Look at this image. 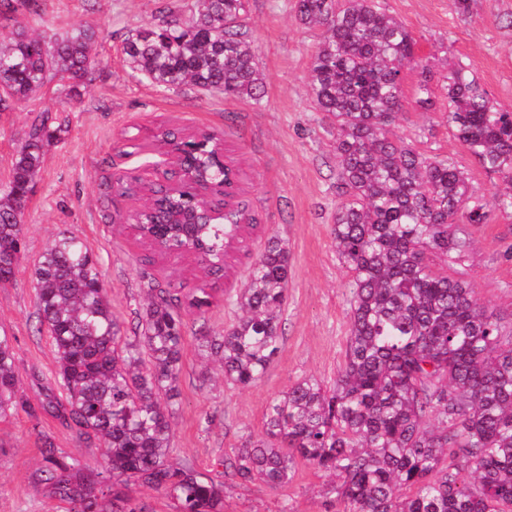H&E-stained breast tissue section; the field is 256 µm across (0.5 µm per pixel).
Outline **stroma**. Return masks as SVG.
<instances>
[{
  "label": "stroma",
  "mask_w": 512,
  "mask_h": 512,
  "mask_svg": "<svg viewBox=\"0 0 512 512\" xmlns=\"http://www.w3.org/2000/svg\"><path fill=\"white\" fill-rule=\"evenodd\" d=\"M405 25L429 59L436 78L450 67L471 70L490 98L512 111V0H473L460 12L456 0H379ZM158 0H41V12L0 14V42L18 27L32 35L59 38L86 27L94 32V68L88 81L50 78L40 93L0 112V191L30 125L47 117L50 137L23 216L24 247L13 280L0 287V336L16 351L17 400L24 406L0 421V512H69L38 476L41 448L52 442L81 466L102 469L99 440L79 439L75 430L45 412L30 414L44 394L64 398L55 382L51 340L36 315L34 266L63 231L83 238L112 306L133 331L154 288H173L182 297L208 285L214 304L205 322L185 314L179 405L171 419L173 464H190L224 484V512H330L338 479L305 461H296L287 484L225 480L224 458L263 433L272 399L303 378L326 383L345 362L353 273L338 256L332 227L345 198L336 170L331 123L316 111L308 84L312 54L324 28L302 24L294 0H248L250 29L264 86L261 103L205 93L185 85L154 87L124 60L122 41L154 22ZM416 71H408L399 135L427 154L453 158L475 186L488 213L483 224H461L458 236L469 247L464 262L449 264L430 254L432 269L471 282L481 304L512 323V216L495 205L504 186L455 138L442 112L414 102ZM189 136L214 134L243 172L242 199L257 218L227 260L223 279L208 280L199 257L153 255L132 231L143 194L110 192L117 178L155 179L169 158L158 129ZM288 249L291 278L280 314L283 341L261 380L248 387L225 383L218 364L195 349L200 326L224 333L238 318L234 301L246 268L267 239Z\"/></svg>",
  "instance_id": "1"
}]
</instances>
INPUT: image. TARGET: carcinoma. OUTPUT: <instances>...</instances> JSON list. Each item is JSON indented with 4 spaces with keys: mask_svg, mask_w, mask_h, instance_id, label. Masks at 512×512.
I'll use <instances>...</instances> for the list:
<instances>
[{
    "mask_svg": "<svg viewBox=\"0 0 512 512\" xmlns=\"http://www.w3.org/2000/svg\"><path fill=\"white\" fill-rule=\"evenodd\" d=\"M297 17L326 36L309 70L315 109L336 126V165L346 198L336 210V251L353 273L346 362L330 384L303 378L273 399L263 437L224 459L239 482L288 483L298 458L340 481V512H512V331L484 310L473 284L425 262L429 252L459 262L468 248L457 224H484L477 190L449 157L424 155L394 133L405 98V71L420 70L415 103L448 113V127L508 191L512 211V112L498 108L467 68L450 72L445 94L417 41L378 0H295ZM246 0H197L192 19L159 9L156 22L123 43L129 67L153 86L191 84L226 97L260 100L262 81ZM93 32L47 42L20 28L0 45V110L42 88L52 75L83 80L92 69ZM50 137L33 125L0 199V286L14 277L23 244L22 209ZM240 212L224 223L172 226L200 244L213 275L224 272V237L240 229ZM291 268L276 238L250 263L236 305L243 316L215 336H195L199 354L219 361L224 381L247 387L272 363L281 341L280 313ZM37 315L56 359L59 400L39 408L95 436L106 448L112 500L132 485L153 488L178 512H224V483L170 461V418L178 406L183 357L182 299L157 289L141 316V334L123 335L97 264L77 235L62 234L33 273ZM207 288L188 299L203 319ZM16 352L0 337V418L18 409ZM43 482L70 512H108L98 476L49 441Z\"/></svg>",
    "mask_w": 512,
    "mask_h": 512,
    "instance_id": "1",
    "label": "carcinoma"
}]
</instances>
